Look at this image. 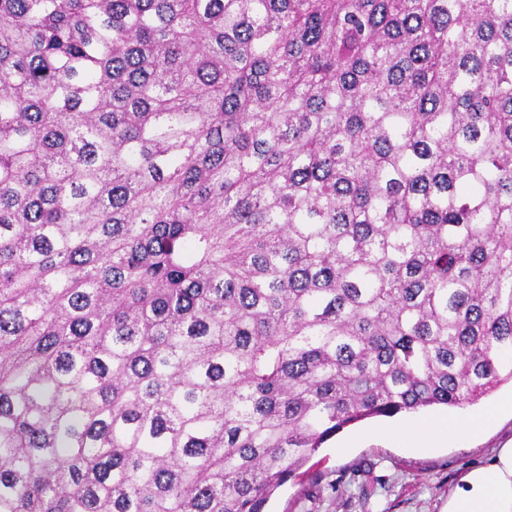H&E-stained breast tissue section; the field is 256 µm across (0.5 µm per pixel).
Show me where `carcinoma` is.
<instances>
[{
	"label": "carcinoma",
	"mask_w": 512,
	"mask_h": 512,
	"mask_svg": "<svg viewBox=\"0 0 512 512\" xmlns=\"http://www.w3.org/2000/svg\"><path fill=\"white\" fill-rule=\"evenodd\" d=\"M512 381V0H0V512H265Z\"/></svg>",
	"instance_id": "1"
}]
</instances>
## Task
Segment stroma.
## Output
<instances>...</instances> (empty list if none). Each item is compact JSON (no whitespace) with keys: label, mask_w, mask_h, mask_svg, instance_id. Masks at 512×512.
<instances>
[{"label":"stroma","mask_w":512,"mask_h":512,"mask_svg":"<svg viewBox=\"0 0 512 512\" xmlns=\"http://www.w3.org/2000/svg\"><path fill=\"white\" fill-rule=\"evenodd\" d=\"M375 417L328 440L272 497L268 512H441L471 467L512 442V412L500 411L474 437L441 448H406L384 437Z\"/></svg>","instance_id":"stroma-1"}]
</instances>
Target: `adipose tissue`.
<instances>
[{
	"mask_svg": "<svg viewBox=\"0 0 512 512\" xmlns=\"http://www.w3.org/2000/svg\"><path fill=\"white\" fill-rule=\"evenodd\" d=\"M490 419L485 413L463 425L445 419L402 424L388 429L387 434L413 440L418 448H433L462 430L479 433ZM443 512H512V444L496 449L487 463L469 469L449 493Z\"/></svg>",
	"mask_w": 512,
	"mask_h": 512,
	"instance_id": "ef3b65f1",
	"label": "adipose tissue"
}]
</instances>
